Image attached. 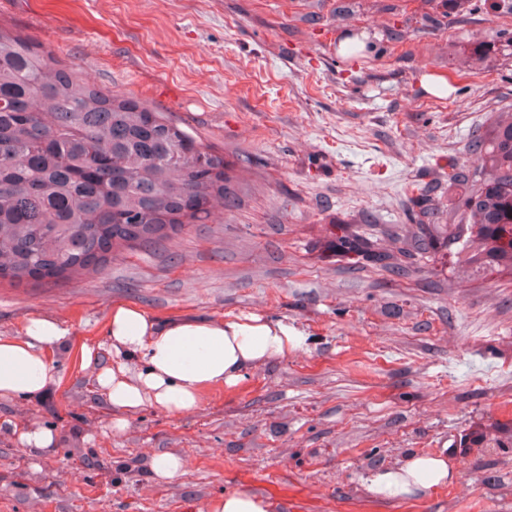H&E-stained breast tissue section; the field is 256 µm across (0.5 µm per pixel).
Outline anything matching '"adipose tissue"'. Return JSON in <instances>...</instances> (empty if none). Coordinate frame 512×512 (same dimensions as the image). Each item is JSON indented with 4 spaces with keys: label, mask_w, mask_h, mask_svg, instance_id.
<instances>
[{
    "label": "adipose tissue",
    "mask_w": 512,
    "mask_h": 512,
    "mask_svg": "<svg viewBox=\"0 0 512 512\" xmlns=\"http://www.w3.org/2000/svg\"><path fill=\"white\" fill-rule=\"evenodd\" d=\"M108 364L97 349L83 346V367L94 368L97 391L119 416L154 407L170 415L194 411L203 392L241 383L247 371L300 351L304 336L282 321L259 315L160 322L138 306L114 302L105 332ZM70 349V331L43 316L29 318L20 335L0 337V399H33L54 381L51 356ZM456 470L447 457L414 454L400 465L361 476L375 498L425 496L452 484Z\"/></svg>",
    "instance_id": "obj_1"
}]
</instances>
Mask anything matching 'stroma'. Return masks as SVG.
Masks as SVG:
<instances>
[{"label": "stroma", "mask_w": 512, "mask_h": 512, "mask_svg": "<svg viewBox=\"0 0 512 512\" xmlns=\"http://www.w3.org/2000/svg\"><path fill=\"white\" fill-rule=\"evenodd\" d=\"M493 0H0V28L41 44L98 88L166 113L234 168V208L67 284H0V336L30 317L71 331L39 398L0 400V512H204L227 491L272 512H512V272L480 277L446 249L410 252L425 218L447 223L448 162L512 108V14ZM352 38L364 52L342 53ZM443 75L453 91L419 84ZM384 259L336 253L338 230ZM404 275H396L395 267ZM166 322L258 314L303 350L209 389L194 412L157 408L111 432L81 369L115 301ZM53 429L36 454L18 430ZM185 460L173 481L153 455ZM413 453L457 479L378 499L359 478Z\"/></svg>", "instance_id": "1"}]
</instances>
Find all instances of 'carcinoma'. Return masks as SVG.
<instances>
[{"instance_id":"1","label":"carcinoma","mask_w":512,"mask_h":512,"mask_svg":"<svg viewBox=\"0 0 512 512\" xmlns=\"http://www.w3.org/2000/svg\"><path fill=\"white\" fill-rule=\"evenodd\" d=\"M187 156L181 164L174 156ZM471 167L458 223L434 234L472 273L512 271V113L467 147ZM224 152L138 99L87 84L41 45L0 29V282L55 285L104 271L121 250L170 241L203 224L214 203L236 205ZM342 254L376 257L352 233Z\"/></svg>"}]
</instances>
